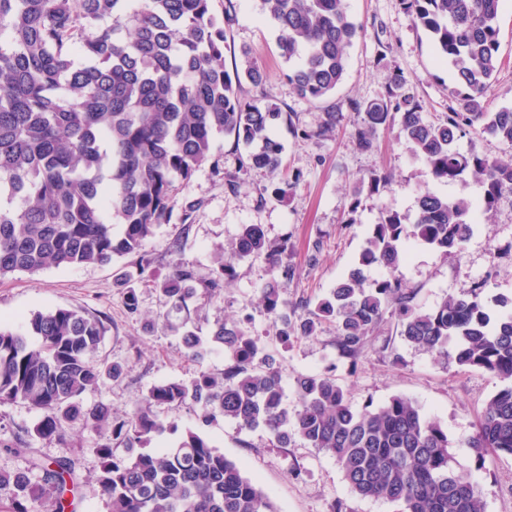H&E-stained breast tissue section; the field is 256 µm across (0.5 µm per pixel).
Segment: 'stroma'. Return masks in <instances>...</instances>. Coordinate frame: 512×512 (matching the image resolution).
Wrapping results in <instances>:
<instances>
[{
  "label": "stroma",
  "instance_id": "obj_1",
  "mask_svg": "<svg viewBox=\"0 0 512 512\" xmlns=\"http://www.w3.org/2000/svg\"><path fill=\"white\" fill-rule=\"evenodd\" d=\"M348 6L358 34L349 50L346 78L332 100L324 102L300 98L288 82V65L258 0H236L224 20L225 71L235 74L242 51L248 49L267 73L261 86L243 83L242 97L277 103L286 114L274 131L284 146L281 168L240 171L233 138L218 139L211 159L175 193L176 207L193 204L190 223H181L175 216L156 230L145 246L149 266H140L136 257L122 256L103 265L51 268L0 279L1 325H12L22 315L58 308L81 310L102 319L105 337L89 361L96 366L119 363L126 370L84 393V403H105L121 416L132 410L151 386L195 376L196 363L171 329L182 315L172 310L150 282L163 279L173 264L182 261L194 272L193 287L202 288L216 258L238 236L242 225H263L271 241H287L294 277L282 295L283 310L297 315L303 313L305 304L329 293L347 275L382 211L414 216L418 192L427 186L451 198L479 199L481 188L471 175L435 183L427 166L399 139L397 128L379 129L375 146L369 150L358 149L350 118L334 133L317 135L333 102L364 103L381 98L388 75L396 69L422 101L429 120L443 119L452 99L453 82L447 67L438 63L427 34L413 25L400 0H348ZM499 26L503 68L490 95L494 109L512 106V5L502 6ZM304 129L310 130V137H301ZM376 171L390 173V183L378 194L362 195L356 223H346L352 185ZM295 173L300 180L287 198L267 195V188ZM230 176L236 181L232 191L225 186ZM121 270L143 274L133 282L138 313L126 309V289L115 281ZM234 270L224 291L196 315L200 335H208L221 320L244 321L279 361L285 402L291 407L296 404L295 377L328 368L337 382L350 390L356 406L371 403L378 407L395 395L412 399L422 413L447 431L457 467L477 483L486 512H512V457L487 459L480 468L468 446L477 416L501 386L497 377L479 369L459 368L405 343L391 319L373 335L354 364L341 357L335 326L329 322L322 323L316 337L283 346L277 338V323L260 304V288L270 277L268 261L262 257L241 260L235 262ZM399 274L416 289L415 302L426 310L476 282L483 283L488 305L501 298L512 300V196H505L494 211L482 217L460 255L446 258L431 248L416 246ZM158 413L169 429L153 438L152 447L172 446L187 430L202 429L209 442L237 462L269 496L276 512H332L338 502L346 512H398L397 504L356 496L335 459L302 440L280 448L265 430L243 429L221 417L203 427L197 410L189 405L165 406ZM38 420V413L22 402L0 403L1 433L27 437L34 454L74 461L80 480L74 512H108L96 481L99 433L78 420L69 426L65 441L41 439L33 435Z\"/></svg>",
  "mask_w": 512,
  "mask_h": 512
}]
</instances>
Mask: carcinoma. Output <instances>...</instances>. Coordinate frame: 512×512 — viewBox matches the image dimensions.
I'll use <instances>...</instances> for the list:
<instances>
[{
  "label": "carcinoma",
  "instance_id": "cac0c4a2",
  "mask_svg": "<svg viewBox=\"0 0 512 512\" xmlns=\"http://www.w3.org/2000/svg\"><path fill=\"white\" fill-rule=\"evenodd\" d=\"M277 30L288 81L303 99L317 102L343 81L356 26L347 0H259ZM416 26L431 38L452 73L448 115L427 120L403 75L387 78L382 98L337 104L316 131L332 132L357 117V146L372 147L377 130L395 124L440 183L466 171L480 181L474 203L420 191L414 221L382 213L357 264L314 309L291 319L281 294L293 277L288 241L272 244L261 224H244L230 258H218L202 294L190 286L191 268L179 263L156 287L182 311L198 296L224 291L231 260L264 255L272 275L260 289L267 314L289 344L336 323L342 357L356 364L370 336L386 321L409 344L476 368L502 382L478 417L469 441L477 467L489 456H512V313L491 317L484 284L445 296L430 310L416 306V292L396 276L412 245L443 256L465 249L473 225L512 193V161L462 153L472 131L512 146V107L490 109L500 68L502 0H402ZM224 18L214 0H0V278L51 267L104 264L115 256H142L145 242L170 222L176 185L190 180L212 156L216 138L243 146L239 169L282 165L284 147L273 137L283 119L275 103L246 101L239 85H261L266 73L242 52L236 79L224 71ZM371 174L352 187L346 223L356 222L358 196L388 184ZM122 224L120 236L112 221ZM388 276L365 284V270ZM101 319L58 308L37 312L16 328L0 327V403L21 401L40 415L34 436L64 440L75 420L106 430L98 453L97 482L109 512H275L264 492L206 437L189 430L175 448L147 451L167 429L156 408L191 405L208 424L218 417L243 429L262 427L280 447L300 438L331 455L351 491L384 499L399 512H485L471 478L458 471L448 433L408 397L358 409L331 370L294 380L298 404L288 410L277 360L243 322H218L206 341L187 331L183 342L198 371L188 382L152 386L137 408L112 416L103 403L80 397L118 364L95 367L87 355L103 341ZM212 351L230 358L216 375L204 367ZM126 449L117 454L114 445ZM24 473L0 474L6 512H65L79 480L74 463L38 456Z\"/></svg>",
  "mask_w": 512,
  "mask_h": 512
}]
</instances>
